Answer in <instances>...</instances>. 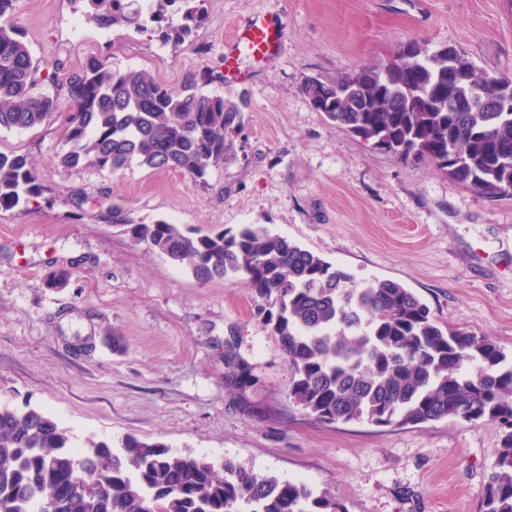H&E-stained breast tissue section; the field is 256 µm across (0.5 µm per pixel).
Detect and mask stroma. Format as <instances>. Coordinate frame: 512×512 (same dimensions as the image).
<instances>
[{"mask_svg": "<svg viewBox=\"0 0 512 512\" xmlns=\"http://www.w3.org/2000/svg\"><path fill=\"white\" fill-rule=\"evenodd\" d=\"M178 47L88 23L72 0H21L14 22L41 69L92 57L167 85L222 67L224 41L255 15L281 24L279 54L241 56V78L209 85L242 103L235 158L199 184L172 170L57 164L67 97L49 122L0 130L45 186L0 211V405L54 417L73 445L132 435L209 460L304 481L338 512H480L502 431L489 420L324 425L289 398L281 344L243 285L200 283L107 216L201 232L260 224L349 271L411 289L440 320L512 355V197L487 198L430 164L375 152L316 112L300 86L384 64L410 40L451 45L512 77V0H205ZM88 200L75 206V193ZM71 272L59 288L50 273ZM254 383L227 384L224 356Z\"/></svg>", "mask_w": 512, "mask_h": 512, "instance_id": "35a3bbf8", "label": "stroma"}]
</instances>
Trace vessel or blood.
Instances as JSON below:
<instances>
[{
	"instance_id": "vessel-or-blood-1",
	"label": "vessel or blood",
	"mask_w": 512,
	"mask_h": 512,
	"mask_svg": "<svg viewBox=\"0 0 512 512\" xmlns=\"http://www.w3.org/2000/svg\"><path fill=\"white\" fill-rule=\"evenodd\" d=\"M283 28L271 24L264 16L256 15L238 25L226 41L224 67L233 70L241 54L268 61L275 57L284 41Z\"/></svg>"
}]
</instances>
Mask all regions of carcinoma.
<instances>
[{"instance_id": "carcinoma-1", "label": "carcinoma", "mask_w": 512, "mask_h": 512, "mask_svg": "<svg viewBox=\"0 0 512 512\" xmlns=\"http://www.w3.org/2000/svg\"><path fill=\"white\" fill-rule=\"evenodd\" d=\"M19 0H0V130L49 121L58 94L38 92L37 63L12 17ZM87 20L158 34L180 45L205 19V0H81ZM402 76L390 74L391 65ZM72 113L62 168L113 173L137 166L175 169L206 182L235 157L243 126L239 103L205 86L224 73L185 76L178 87L149 73L115 69L92 57L59 83ZM309 102L375 151L406 163L433 164L489 198L512 196V79L490 75L454 50L416 45L382 65L334 77H308ZM43 186L27 156L0 152V210L28 206ZM112 223L127 227L201 283L243 284L262 301L259 314L278 336L290 370L289 398L324 424L376 426L443 418L489 420L501 449L482 512H512V361L489 337L441 322L410 289L386 279L356 281L347 271L257 225L198 235L158 220L137 223L112 204ZM225 377L252 382L229 354ZM336 512L303 482L211 461L133 436L118 445L87 440L39 408L0 406V506L5 512Z\"/></svg>"}]
</instances>
